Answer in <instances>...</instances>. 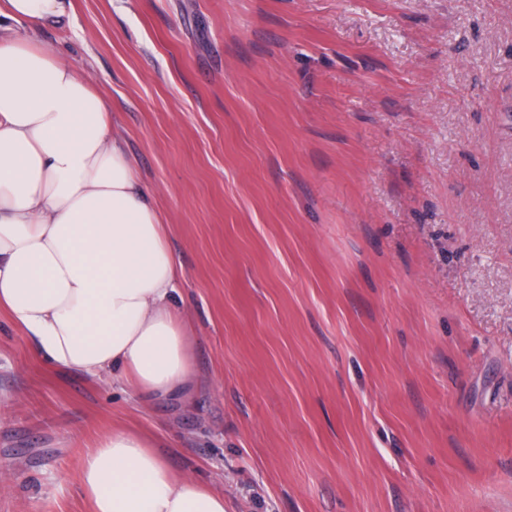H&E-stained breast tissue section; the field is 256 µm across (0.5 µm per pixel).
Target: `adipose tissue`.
Listing matches in <instances>:
<instances>
[{
  "label": "adipose tissue",
  "mask_w": 512,
  "mask_h": 512,
  "mask_svg": "<svg viewBox=\"0 0 512 512\" xmlns=\"http://www.w3.org/2000/svg\"><path fill=\"white\" fill-rule=\"evenodd\" d=\"M72 0H0V307L46 363L113 376L138 399H191L193 338L175 295L184 273L108 101L31 31ZM92 512H225L142 435L116 429L83 460Z\"/></svg>",
  "instance_id": "adipose-tissue-1"
}]
</instances>
